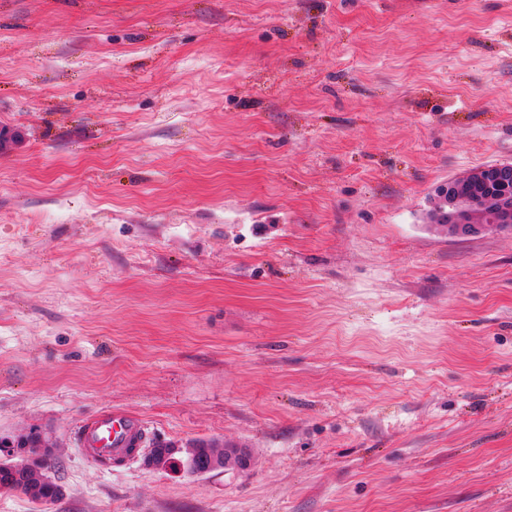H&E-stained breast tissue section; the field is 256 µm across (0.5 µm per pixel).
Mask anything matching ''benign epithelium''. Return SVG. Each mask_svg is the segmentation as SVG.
<instances>
[{
	"label": "benign epithelium",
	"instance_id": "7a95c632",
	"mask_svg": "<svg viewBox=\"0 0 512 512\" xmlns=\"http://www.w3.org/2000/svg\"><path fill=\"white\" fill-rule=\"evenodd\" d=\"M512 166L484 165L437 189L434 219L448 236L468 239L488 231H512Z\"/></svg>",
	"mask_w": 512,
	"mask_h": 512
}]
</instances>
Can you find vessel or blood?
<instances>
[{
    "label": "vessel or blood",
    "instance_id": "1",
    "mask_svg": "<svg viewBox=\"0 0 512 512\" xmlns=\"http://www.w3.org/2000/svg\"><path fill=\"white\" fill-rule=\"evenodd\" d=\"M147 438L142 418L123 409H106L84 420L77 433L79 447L89 449L94 460L107 462L128 457L144 446Z\"/></svg>",
    "mask_w": 512,
    "mask_h": 512
}]
</instances>
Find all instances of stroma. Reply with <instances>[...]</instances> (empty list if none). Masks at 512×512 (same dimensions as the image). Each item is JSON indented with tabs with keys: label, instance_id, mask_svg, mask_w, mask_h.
<instances>
[{
	"label": "stroma",
	"instance_id": "35a3bbf8",
	"mask_svg": "<svg viewBox=\"0 0 512 512\" xmlns=\"http://www.w3.org/2000/svg\"><path fill=\"white\" fill-rule=\"evenodd\" d=\"M500 162L512 0H0V441L65 489L0 512H512V233L433 218ZM142 418L123 409H106L84 420L77 433L79 448L91 451L93 459L106 463L128 457L144 446L147 438ZM157 447L158 448H154L151 457L165 460V462L168 464V467L174 465L176 460L182 462V464L189 462L194 466L204 467L211 461H216L218 459L225 458L226 456L228 460V467H233L232 464L235 465L238 463L240 455L247 456L246 452L242 448H224L223 453H216L213 446L204 442L197 443L196 445L192 446V448H185V456L183 455L180 458H176L175 454L183 453V450H177L174 447L168 445H161Z\"/></svg>",
	"mask_w": 512,
	"mask_h": 512
}]
</instances>
